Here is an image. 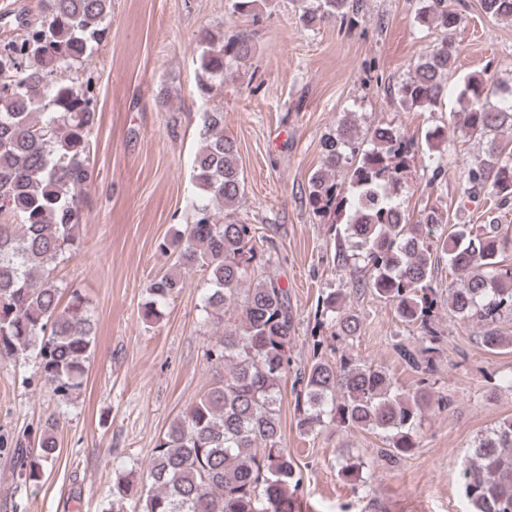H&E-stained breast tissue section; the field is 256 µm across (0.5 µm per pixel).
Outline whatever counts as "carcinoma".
<instances>
[{"mask_svg":"<svg viewBox=\"0 0 512 512\" xmlns=\"http://www.w3.org/2000/svg\"><path fill=\"white\" fill-rule=\"evenodd\" d=\"M306 27L339 21L353 27L364 0H295ZM416 19L443 37L414 62L396 88L401 105L432 112L448 91V73L458 56L454 35L460 11L448 0H420ZM493 18L512 20V0H480ZM112 14V0H39L38 13H18L0 42V359L32 348L45 384L64 400L83 384L95 323L88 300L76 288L67 303L53 277L57 264L78 250V230L88 190L95 181L90 135L97 121L91 84L77 74L98 50ZM199 91L207 94L255 52L249 36L222 39L206 29L199 36ZM462 136L481 145L464 175V194L483 196L496 208L512 202V85L469 75L459 87ZM194 159L192 222L175 235L177 273L148 285L142 317L158 318L160 307L185 287L184 274L201 271L208 294L203 321L217 332L207 359L224 367L214 384L185 415L174 420L151 450L141 489L120 481L113 493L140 495L144 512H296L301 477L281 446L279 382L291 364L295 317L288 289L258 274L254 228L228 219L241 199L239 147L224 134V112L205 114ZM445 128L424 133L422 157L442 170L436 151ZM322 163L305 198L322 217L334 207L344 222L333 223L340 248L337 265L363 262L364 285L395 305L405 322L419 323V354L435 350L430 322L435 305L431 286L434 260L448 258L459 286L448 304L462 320L481 325V343L490 351L512 344L498 330L512 313V267L503 253L512 239L497 218L471 229L446 227L430 207L412 223L402 192L403 172L415 150L413 140L391 125L362 135L346 122L320 141ZM346 172L348 186L336 182ZM344 297L332 291L323 312L336 314L339 334L360 330L344 312ZM235 307L239 324L224 326V309ZM306 430L324 416L347 428L385 434V457L398 460L418 447L422 420L431 406L427 379L412 396L393 392L380 367L348 357L333 364L318 358L301 373ZM56 422L42 431L38 455L21 464L18 476L36 482L56 459ZM464 493L475 512H512V421L481 437L462 469Z\"/></svg>","mask_w":512,"mask_h":512,"instance_id":"obj_1","label":"carcinoma"}]
</instances>
